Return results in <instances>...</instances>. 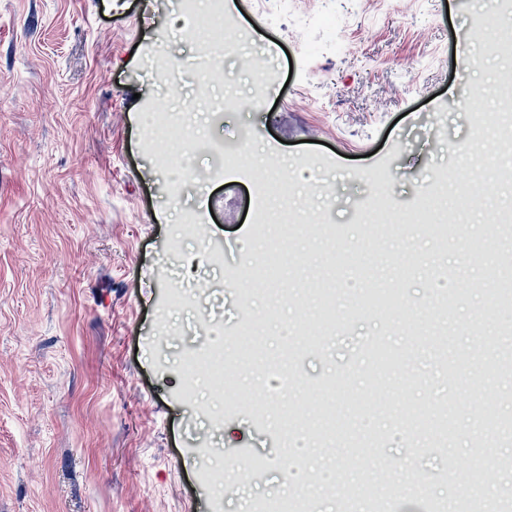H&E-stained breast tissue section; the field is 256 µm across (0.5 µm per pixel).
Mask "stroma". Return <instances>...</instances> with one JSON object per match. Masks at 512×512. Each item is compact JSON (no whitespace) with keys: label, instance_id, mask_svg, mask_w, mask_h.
Instances as JSON below:
<instances>
[{"label":"stroma","instance_id":"stroma-1","mask_svg":"<svg viewBox=\"0 0 512 512\" xmlns=\"http://www.w3.org/2000/svg\"><path fill=\"white\" fill-rule=\"evenodd\" d=\"M236 17L276 70L255 108L224 105L252 96L236 45L200 91L210 35L187 32L179 0H0V512H250L277 491L339 512L381 465L386 512H461L476 457L484 512H501L512 436H484L477 417L492 404L512 423V371L476 360L512 362V308L485 319L490 287L470 257L480 238L502 260L512 237L480 210L441 251L428 234L369 242L356 220L374 187L406 210L442 170L463 187L498 168L475 145L499 111L493 47L508 31L493 0H255ZM476 93L480 123L459 104ZM176 115L197 129L196 176L179 187L146 134ZM240 141L252 177L280 170L325 217L289 225L298 280L246 307L233 284L260 237L252 185L208 149ZM359 252L360 265L333 260ZM389 286L401 302L387 317L363 310L365 289ZM448 288L462 294L445 317L432 297ZM325 300L323 326L312 305ZM248 309L253 355L220 399L207 368L181 361L232 344ZM380 342L401 358L373 375ZM280 373L294 385L279 395ZM420 409L452 414L447 447L415 436ZM243 452L258 476L223 478Z\"/></svg>","mask_w":512,"mask_h":512}]
</instances>
